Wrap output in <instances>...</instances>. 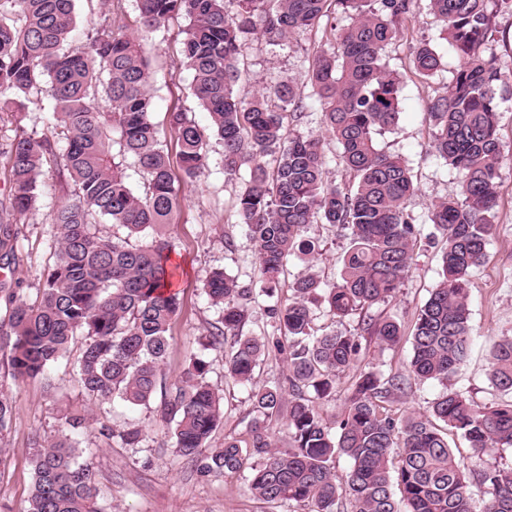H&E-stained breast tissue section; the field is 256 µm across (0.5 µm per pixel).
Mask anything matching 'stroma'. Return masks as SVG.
<instances>
[{
	"instance_id": "stroma-1",
	"label": "stroma",
	"mask_w": 512,
	"mask_h": 512,
	"mask_svg": "<svg viewBox=\"0 0 512 512\" xmlns=\"http://www.w3.org/2000/svg\"><path fill=\"white\" fill-rule=\"evenodd\" d=\"M183 17L170 19L166 27L151 35L147 52L153 73V121L162 145L176 154V138L167 114L173 109L187 112L200 128H207V112L191 93L192 77L181 65ZM437 44L448 70L458 61L448 49L442 27L426 9H419L413 30L388 50L391 67L403 75L402 108L397 125L376 137L380 149L404 157L414 176L417 191L408 202L416 217H424L432 201L455 194L456 172L430 153L433 123L428 105L442 86V77L426 78L410 70L411 48L416 41ZM334 38L329 26L319 25L297 33L288 40L270 43L252 39L244 52L243 76L237 86L240 97H250L255 89L282 80L303 83L308 60L329 48ZM499 128L503 163L500 170L499 202L495 232L486 246L485 263L474 270L470 284V324L475 342L469 358L451 377V384L467 391L477 403L497 400L487 367L490 349L498 337L512 334V98L501 101ZM210 167L196 181L178 183V205L174 222L166 228L174 244L170 263L176 269L175 282L181 307L171 329L170 349L165 367L168 381H175L190 352L200 350L197 339L205 334L217 314L202 291L211 270L216 268L249 283L255 255L237 223V199L249 180L248 171L239 178L225 180L220 164L223 146L218 140L208 145ZM61 188L54 173H46L36 208L17 220L14 244L17 260L5 270V280L20 295L34 298L45 269L53 261V232L45 218L56 206ZM423 241L416 250L411 270L397 296L381 304L380 312L397 317L403 337L400 343L381 351L369 347L367 361L387 373L405 371L412 355L411 334L417 310L428 300L438 282L443 241L432 225L421 228ZM309 236L316 242L319 259L316 270L323 281L335 282L346 242L340 230L323 224L311 225ZM234 247H226L225 238ZM211 363L209 379L224 394V419L206 445L207 450L222 447L225 439L243 438L252 404L246 389L224 376L223 350H206ZM0 392L15 407L9 433L0 441V512H25L32 481L31 458L35 439L52 441L64 431V417L74 407L86 404L64 367H56L50 380H17L0 359ZM113 428L139 426L145 440L141 447L124 448L118 441L100 435V422ZM85 458L98 474V503L105 512H287L286 506L254 498L242 475L197 473L194 465L177 456L169 428L159 420L154 407H130L116 401L94 408L81 439Z\"/></svg>"
}]
</instances>
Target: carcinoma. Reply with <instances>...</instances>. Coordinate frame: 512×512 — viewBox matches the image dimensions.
<instances>
[{"instance_id": "obj_1", "label": "carcinoma", "mask_w": 512, "mask_h": 512, "mask_svg": "<svg viewBox=\"0 0 512 512\" xmlns=\"http://www.w3.org/2000/svg\"><path fill=\"white\" fill-rule=\"evenodd\" d=\"M126 0H101L100 15L79 44L74 0H0V121L10 117L14 135L0 152L8 160L10 190L0 200V258L15 260L17 217L35 208L42 177L55 172L65 198L46 215L53 228L55 261L43 274L34 302L0 285V354L16 379H50L77 337L85 339L70 380L97 406L119 399L148 406L161 394L157 415L172 425L173 447L196 471L245 474L252 494L265 502L307 512H512V464L493 461L512 448V336L493 344L492 385L508 398L480 405L448 380L466 361L474 341L470 325L472 272L486 258L495 230L502 155L498 112L504 81L485 54L493 19L512 0H426L442 23L459 67L435 97L434 156L457 172L459 191L434 202L425 223L444 239L439 282L417 314L413 355L405 374H384L362 362L373 342L380 349L401 339L400 324L371 310L396 296L420 241L407 209L417 190L406 161L378 148L375 135L392 129L401 106V78L384 59L386 47L415 18L417 0H334L349 22L334 35L333 49L309 59L303 92L292 81L259 89L248 103L235 95L249 39L279 42L320 23L328 0H135L134 24ZM188 19L181 66L211 119V135L224 147V176L244 168L250 180L239 199L238 223L254 249L257 278L246 288L213 270L203 288L218 319L206 345L222 348L225 375L252 384L266 352L286 355V383L251 391L249 441L228 439L206 456L223 419V397L208 381L210 362L193 353L178 380L163 382L170 329L180 310L167 267L171 245L162 228L173 223L175 174L152 122V72L144 38L173 17ZM424 77L444 71L443 56L429 41L411 52ZM318 104L321 123L341 148L350 187L328 182L322 140L286 135ZM51 116L41 132L22 125L29 106ZM168 124L177 136L183 178L209 166L207 137L186 113L174 109ZM273 158L268 167L265 157ZM139 170L144 189L134 190L126 169ZM345 232L348 248L336 282L314 273L294 280L288 303L267 306L278 336H248L250 318L240 299L275 296L291 256H312L305 237L311 224ZM343 322L358 316L362 332L319 334L316 313ZM356 369L332 427L316 408L336 396V383ZM435 381L442 391L423 412L394 417L392 404L408 397L412 383ZM287 414L289 441L278 448L269 421ZM14 417L0 394V440ZM89 411L65 417L68 433L34 442L26 512H103L92 464L82 460L76 437ZM446 430H441L437 422ZM468 443L457 455L448 432ZM99 434L128 448L143 430ZM351 459L342 478L336 456ZM484 488L481 509L470 491Z\"/></svg>"}]
</instances>
